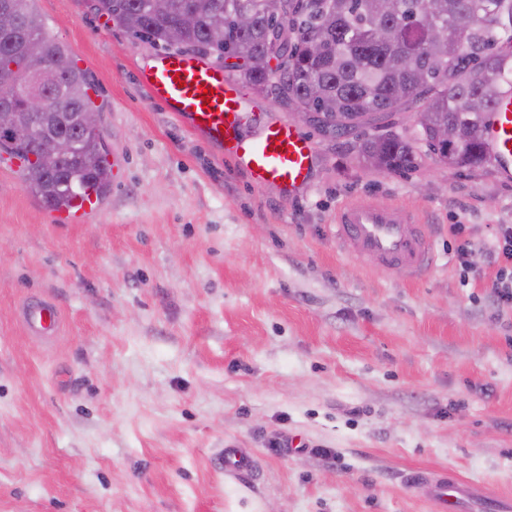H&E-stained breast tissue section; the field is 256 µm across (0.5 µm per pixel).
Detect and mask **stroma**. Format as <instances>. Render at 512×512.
<instances>
[{"instance_id": "stroma-1", "label": "stroma", "mask_w": 512, "mask_h": 512, "mask_svg": "<svg viewBox=\"0 0 512 512\" xmlns=\"http://www.w3.org/2000/svg\"><path fill=\"white\" fill-rule=\"evenodd\" d=\"M97 93L117 165L84 224L0 169V512H431L411 469L512 500V304L492 288L512 181L418 145L417 170L365 167L352 135L302 124L308 186L256 183L150 101L159 52L90 0H36ZM243 135L289 119L244 88ZM364 199L414 210L434 261L402 278L336 238ZM475 250L465 271L458 237ZM61 314L28 332L22 305ZM253 468L231 476L224 451Z\"/></svg>"}]
</instances>
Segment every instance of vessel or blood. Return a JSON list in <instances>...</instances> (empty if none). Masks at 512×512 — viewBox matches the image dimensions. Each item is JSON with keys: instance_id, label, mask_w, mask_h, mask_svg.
<instances>
[{"instance_id": "obj_1", "label": "vessel or blood", "mask_w": 512, "mask_h": 512, "mask_svg": "<svg viewBox=\"0 0 512 512\" xmlns=\"http://www.w3.org/2000/svg\"><path fill=\"white\" fill-rule=\"evenodd\" d=\"M149 98L178 121L224 148L259 183L272 182L292 191L309 181L314 145L288 123H270L253 136L240 132L245 99L238 85L205 58L191 53H162L140 74ZM487 139L498 166L512 173V91H504L490 114ZM95 194L74 200L58 223L75 224L97 211ZM336 237L355 246L370 262L407 278L420 276L431 254L430 237L416 213L399 206L366 200L343 207L336 215ZM24 319L35 332L52 336L60 329V314L48 302H32ZM405 482L421 491L433 512H465L489 502L478 487L447 472L413 470Z\"/></svg>"}]
</instances>
